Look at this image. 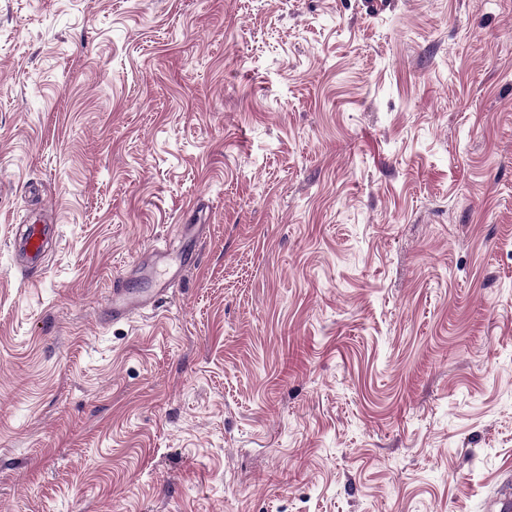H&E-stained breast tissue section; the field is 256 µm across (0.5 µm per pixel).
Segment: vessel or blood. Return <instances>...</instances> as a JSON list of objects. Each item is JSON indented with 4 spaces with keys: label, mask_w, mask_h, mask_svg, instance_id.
I'll return each mask as SVG.
<instances>
[{
    "label": "vessel or blood",
    "mask_w": 512,
    "mask_h": 512,
    "mask_svg": "<svg viewBox=\"0 0 512 512\" xmlns=\"http://www.w3.org/2000/svg\"><path fill=\"white\" fill-rule=\"evenodd\" d=\"M52 227L45 224L19 225L14 236V246L30 264H38L45 252V243L52 235ZM149 262L135 269V276L142 280L139 288H127L114 285L109 293L106 305V317L109 320L127 321L134 316L152 309L155 303L167 296L173 281L162 266L169 258L167 250L152 246Z\"/></svg>",
    "instance_id": "b4317fda"
}]
</instances>
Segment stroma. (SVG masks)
<instances>
[{
	"label": "stroma",
	"instance_id": "obj_1",
	"mask_svg": "<svg viewBox=\"0 0 512 512\" xmlns=\"http://www.w3.org/2000/svg\"><path fill=\"white\" fill-rule=\"evenodd\" d=\"M510 477L512 0H0V512H487ZM54 234L47 224H18L14 247L31 265H37L45 252L47 239ZM151 259L135 268V277L145 282L149 288H125L123 285H113L106 305V317L112 322L130 321L134 316L152 309L155 303L167 296L170 284L176 275H168L162 264L172 254L164 247L154 243L149 251Z\"/></svg>",
	"mask_w": 512,
	"mask_h": 512
}]
</instances>
